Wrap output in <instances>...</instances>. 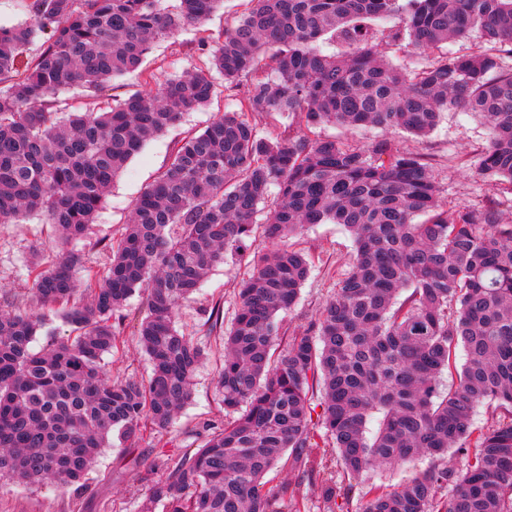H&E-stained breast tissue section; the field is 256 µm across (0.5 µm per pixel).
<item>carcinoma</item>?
<instances>
[{"label": "carcinoma", "mask_w": 512, "mask_h": 512, "mask_svg": "<svg viewBox=\"0 0 512 512\" xmlns=\"http://www.w3.org/2000/svg\"><path fill=\"white\" fill-rule=\"evenodd\" d=\"M220 2L20 0L25 19L0 24V224L35 214L64 245L20 269L29 308L0 298V477L88 490L101 449L163 433L191 400L207 351L174 316L210 269L247 255L259 227L274 244L340 224L355 242L352 268L277 358L280 314L311 263L296 250L257 251L224 331L215 379L224 424L159 459L149 502L166 512H301L290 484L266 490L264 477L286 467L313 478L319 427L343 474L367 481L362 512H512V224L501 200L449 208L432 166L391 139L364 148L315 134L340 125L422 137L462 109L488 131L479 173L512 191V0H246L224 33L197 40L199 66L108 94L155 41L202 26ZM395 16L403 26L387 38L420 55L474 35L492 48L408 73L371 46L373 22ZM326 35L348 52L321 51ZM219 80L244 88L239 109L174 144L111 246L110 267L85 268L70 244L114 178L149 139L210 103ZM74 89L97 106L62 97ZM254 113L283 120V131L259 133ZM140 288L136 336L151 373L114 381L102 366L120 343L112 318ZM40 332L48 344L37 349ZM446 370L457 383L444 390ZM479 404L496 424L473 427ZM454 449L469 458L463 476L447 466ZM420 457L428 466L405 482H375V472ZM321 498L324 512H344L336 473Z\"/></svg>", "instance_id": "1"}]
</instances>
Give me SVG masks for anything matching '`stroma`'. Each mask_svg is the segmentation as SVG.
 <instances>
[{
    "instance_id": "1",
    "label": "stroma",
    "mask_w": 512,
    "mask_h": 512,
    "mask_svg": "<svg viewBox=\"0 0 512 512\" xmlns=\"http://www.w3.org/2000/svg\"><path fill=\"white\" fill-rule=\"evenodd\" d=\"M245 9L244 0H224L202 29L176 32L157 41L140 68L116 79L114 95L124 97L145 89L152 81H164L172 74L191 69L196 62V41L200 34L218 35ZM239 92L221 91L207 107L186 113L182 122L147 142L143 150L113 181L105 197L97 223L79 247L86 268L104 271L112 258L109 245L118 241L128 224L132 206L143 190L158 175L176 141L186 131L203 130L222 112L237 108ZM390 137L401 148L420 154L438 174L441 200L447 206L476 205L497 188L476 168V157L486 142V127L469 112H445L434 132L415 138L401 131ZM58 244L49 225L33 217L18 224H0V296L8 294L27 299L28 286L19 276L28 262L47 260ZM294 249L306 253L313 263L299 297L283 316L287 331L315 319L331 298L337 282L352 264L354 244L350 233L338 224H317L290 238ZM249 271L247 260H230L216 265L203 287L179 310L177 324L210 348L206 363L195 376L191 401L168 428L165 444L146 439L131 451L120 447L103 449L88 478L92 491L75 496L73 490L59 489L51 482L20 484L0 479V512H142V504L157 473L154 462L159 454L177 455L185 447H198L205 439L206 424L224 421V405L213 386V377L224 361L221 331H208L206 320L213 307H220L224 322H231L237 303V288ZM143 294H134L115 319L123 332L122 343L106 356V369L112 377H146L150 362L137 343L136 326L143 310Z\"/></svg>"
}]
</instances>
